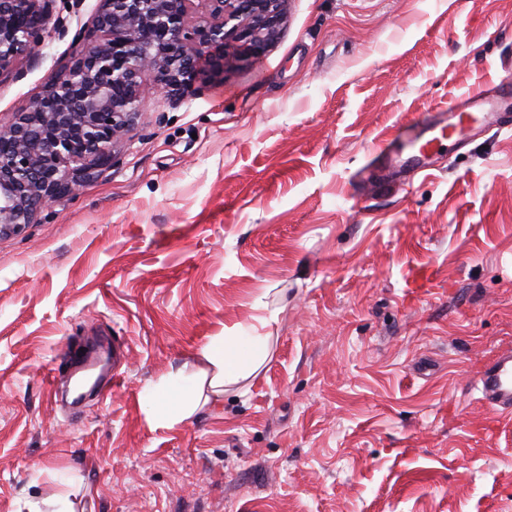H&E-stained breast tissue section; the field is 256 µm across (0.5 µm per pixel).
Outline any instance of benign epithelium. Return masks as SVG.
Returning <instances> with one entry per match:
<instances>
[{
  "instance_id": "7a95c632",
  "label": "benign epithelium",
  "mask_w": 512,
  "mask_h": 512,
  "mask_svg": "<svg viewBox=\"0 0 512 512\" xmlns=\"http://www.w3.org/2000/svg\"><path fill=\"white\" fill-rule=\"evenodd\" d=\"M56 0H0V76L40 44ZM100 0L95 39L56 73L31 111L0 123V237L21 233L39 210L76 192L112 162L151 74L157 87L186 90L208 66L224 69L236 46L258 59L277 35L285 0Z\"/></svg>"
}]
</instances>
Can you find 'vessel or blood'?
<instances>
[{
	"mask_svg": "<svg viewBox=\"0 0 512 512\" xmlns=\"http://www.w3.org/2000/svg\"><path fill=\"white\" fill-rule=\"evenodd\" d=\"M495 94L476 92L449 103L447 115L425 124L411 138L409 155H402L391 146L381 154L389 173L399 189L411 186L414 176L429 164V157L441 140L465 141L478 128L503 129L512 126V74L503 76ZM481 400L495 414L512 417V348L500 352L470 381Z\"/></svg>",
	"mask_w": 512,
	"mask_h": 512,
	"instance_id": "vessel-or-blood-1",
	"label": "vessel or blood"
}]
</instances>
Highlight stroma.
Returning <instances> with one entry per match:
<instances>
[{
    "label": "stroma",
    "instance_id": "obj_1",
    "mask_svg": "<svg viewBox=\"0 0 512 512\" xmlns=\"http://www.w3.org/2000/svg\"><path fill=\"white\" fill-rule=\"evenodd\" d=\"M97 5L57 0L68 32L0 75V121ZM507 62L512 0H287L261 58L147 92L114 165L0 238V512L61 472L75 512H512V420L469 384L512 348V131L405 191L364 179ZM251 325L272 356L245 396L147 421V386ZM115 346L119 380L66 400L53 370Z\"/></svg>",
    "mask_w": 512,
    "mask_h": 512
}]
</instances>
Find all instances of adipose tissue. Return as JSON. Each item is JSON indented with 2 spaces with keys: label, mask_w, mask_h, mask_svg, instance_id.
Listing matches in <instances>:
<instances>
[{
  "label": "adipose tissue",
  "mask_w": 512,
  "mask_h": 512,
  "mask_svg": "<svg viewBox=\"0 0 512 512\" xmlns=\"http://www.w3.org/2000/svg\"><path fill=\"white\" fill-rule=\"evenodd\" d=\"M272 354L269 337L252 328L212 337L194 355L193 368H179L146 388L142 409L150 423L172 427L191 418L200 407L223 400L239 389Z\"/></svg>",
  "instance_id": "ef3b65f1"
}]
</instances>
